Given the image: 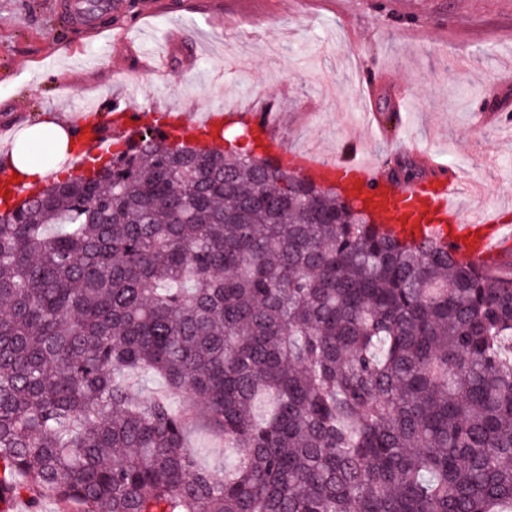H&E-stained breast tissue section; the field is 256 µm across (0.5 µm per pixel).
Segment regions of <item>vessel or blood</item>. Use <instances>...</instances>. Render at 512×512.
Masks as SVG:
<instances>
[{
	"instance_id": "1",
	"label": "vessel or blood",
	"mask_w": 512,
	"mask_h": 512,
	"mask_svg": "<svg viewBox=\"0 0 512 512\" xmlns=\"http://www.w3.org/2000/svg\"><path fill=\"white\" fill-rule=\"evenodd\" d=\"M124 8L122 0H59L56 15L69 30L96 33L108 30L109 20ZM113 111L120 126L135 128L142 113L121 99L90 109V116ZM169 126L185 136L198 137L225 124H243L259 132L273 152H281L267 113L250 107L210 109L201 113L175 104L167 109ZM302 176L319 184L339 182L358 195L364 205L386 221L389 233L401 238H435L450 255L466 256L474 265L488 268L494 256L512 249V225L500 223L496 213L465 206L464 186L446 164L430 161L433 179L394 182L378 167L341 154L335 159H317L312 153L294 156Z\"/></svg>"
}]
</instances>
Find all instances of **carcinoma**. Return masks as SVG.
Here are the masks:
<instances>
[{"instance_id": "carcinoma-1", "label": "carcinoma", "mask_w": 512, "mask_h": 512, "mask_svg": "<svg viewBox=\"0 0 512 512\" xmlns=\"http://www.w3.org/2000/svg\"><path fill=\"white\" fill-rule=\"evenodd\" d=\"M236 459L201 468L192 413ZM271 407L258 418L257 401ZM512 512V272L146 129L0 213V505ZM145 391V394L155 396H168L177 403H182L183 394L176 391H169L165 381L158 376H150L146 378L141 386L135 385L133 387V394L139 395L140 392Z\"/></svg>"}]
</instances>
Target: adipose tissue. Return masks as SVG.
Wrapping results in <instances>:
<instances>
[{
  "mask_svg": "<svg viewBox=\"0 0 512 512\" xmlns=\"http://www.w3.org/2000/svg\"><path fill=\"white\" fill-rule=\"evenodd\" d=\"M72 136L71 119L66 115L26 123L13 134L7 165L29 186H41L51 180L59 163L68 158Z\"/></svg>",
  "mask_w": 512,
  "mask_h": 512,
  "instance_id": "obj_1",
  "label": "adipose tissue"
}]
</instances>
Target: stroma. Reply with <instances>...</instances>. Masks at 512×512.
<instances>
[{"mask_svg": "<svg viewBox=\"0 0 512 512\" xmlns=\"http://www.w3.org/2000/svg\"><path fill=\"white\" fill-rule=\"evenodd\" d=\"M107 34L57 31L52 0H0V123L63 115L83 100L129 96L167 106L277 104L289 151L406 159L403 142L443 153L468 198L512 216V111L480 125L488 87L512 100V0H124ZM374 79L370 132L359 77ZM413 109L397 129L398 88ZM187 443L204 468L234 459L202 420Z\"/></svg>", "mask_w": 512, "mask_h": 512, "instance_id": "35a3bbf8", "label": "stroma"}]
</instances>
